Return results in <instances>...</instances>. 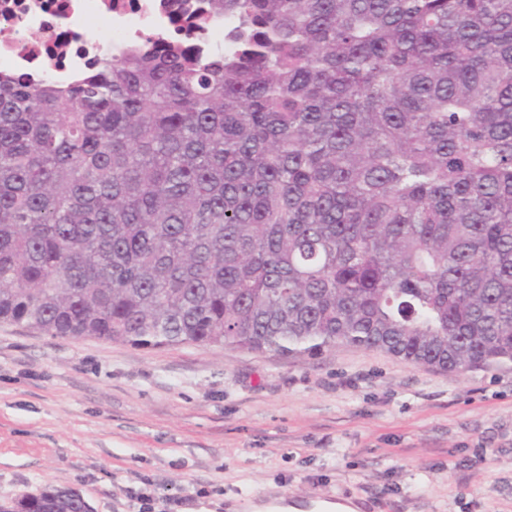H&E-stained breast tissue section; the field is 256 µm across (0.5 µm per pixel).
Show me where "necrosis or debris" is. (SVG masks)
Here are the masks:
<instances>
[{"mask_svg":"<svg viewBox=\"0 0 512 512\" xmlns=\"http://www.w3.org/2000/svg\"><path fill=\"white\" fill-rule=\"evenodd\" d=\"M199 0H0V71L50 81L71 79L89 60L117 55L144 38L183 41L228 51L224 35L234 21L209 17L194 29L189 15ZM109 37H102L98 24Z\"/></svg>","mask_w":512,"mask_h":512,"instance_id":"4bbe7bcc","label":"necrosis or debris"}]
</instances>
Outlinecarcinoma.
<instances>
[{
  "instance_id": "1",
  "label": "carcinoma",
  "mask_w": 512,
  "mask_h": 512,
  "mask_svg": "<svg viewBox=\"0 0 512 512\" xmlns=\"http://www.w3.org/2000/svg\"><path fill=\"white\" fill-rule=\"evenodd\" d=\"M207 4L229 52L0 74V323L511 365L512 0Z\"/></svg>"
}]
</instances>
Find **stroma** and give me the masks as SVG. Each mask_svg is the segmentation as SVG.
Wrapping results in <instances>:
<instances>
[{"label":"stroma","mask_w":512,"mask_h":512,"mask_svg":"<svg viewBox=\"0 0 512 512\" xmlns=\"http://www.w3.org/2000/svg\"><path fill=\"white\" fill-rule=\"evenodd\" d=\"M145 476L193 494L184 512L284 494L359 512H512V366L138 348L0 324V506L53 487L91 512H132L126 492Z\"/></svg>","instance_id":"stroma-1"}]
</instances>
